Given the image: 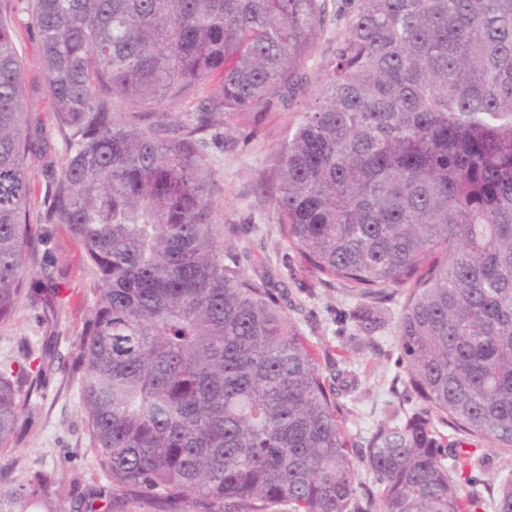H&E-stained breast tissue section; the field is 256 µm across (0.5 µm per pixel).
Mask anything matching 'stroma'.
Masks as SVG:
<instances>
[{
	"mask_svg": "<svg viewBox=\"0 0 512 512\" xmlns=\"http://www.w3.org/2000/svg\"><path fill=\"white\" fill-rule=\"evenodd\" d=\"M333 3L321 37L305 64L311 79L316 78L320 64L335 50L345 31L346 0ZM0 10L13 14L28 107L33 123L42 128L49 141L47 152L29 161L28 175L37 191L31 208L36 211L53 172L59 171L64 162V152L44 82L39 38L27 27L24 14L14 10L12 0H0ZM296 118L292 110L265 112L256 129H217L206 148L216 181L213 200L219 221L241 229V269L254 278L270 274L287 281L289 304L285 312L315 350L327 353V361L321 364L323 373L339 368L358 372L359 385L344 402L349 409L346 427L362 443L378 425L394 423L400 414L419 404L403 378L404 368L399 362L396 323L401 301L396 298L375 308L382 325L372 335H365L358 326V316L366 310V303L346 295L343 289L319 285L296 252L282 245L271 201L260 191L257 180L270 149L285 137ZM48 259L53 272L62 273L69 285L70 302L46 323L41 305L24 301L12 320L0 325L2 364L20 361L18 343L24 337L35 342L54 340L59 350L43 397L32 399L21 415L19 441L13 450L19 464L8 480L16 486L24 483L30 472L47 469L79 488L98 487L105 480L88 443L87 418L71 367L81 320L93 303V278L84 265L79 241L66 229H57ZM464 476V489L478 493L483 501L479 512H495L492 489L499 481L512 478V454L478 447Z\"/></svg>",
	"mask_w": 512,
	"mask_h": 512,
	"instance_id": "1",
	"label": "stroma"
}]
</instances>
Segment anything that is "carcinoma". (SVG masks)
I'll return each instance as SVG.
<instances>
[{
    "mask_svg": "<svg viewBox=\"0 0 512 512\" xmlns=\"http://www.w3.org/2000/svg\"><path fill=\"white\" fill-rule=\"evenodd\" d=\"M42 47L66 162L30 221L32 130L15 23L0 14V324L69 303L40 266L51 226L83 248L96 298L74 370L98 471L154 512H478L471 453L452 427L512 452V0H349L345 33L311 102L270 151L259 187L281 239L322 286L383 304L405 293L397 342L423 406L381 425L365 452L346 429L342 371L282 307L287 286L237 263L217 221L213 130L293 107L330 0H23ZM199 101L193 119L168 110ZM0 365V452L52 370ZM452 456L453 465L444 463ZM68 499L112 512L37 471L0 512ZM496 512H512V480Z\"/></svg>",
    "mask_w": 512,
    "mask_h": 512,
    "instance_id": "carcinoma-1",
    "label": "carcinoma"
}]
</instances>
